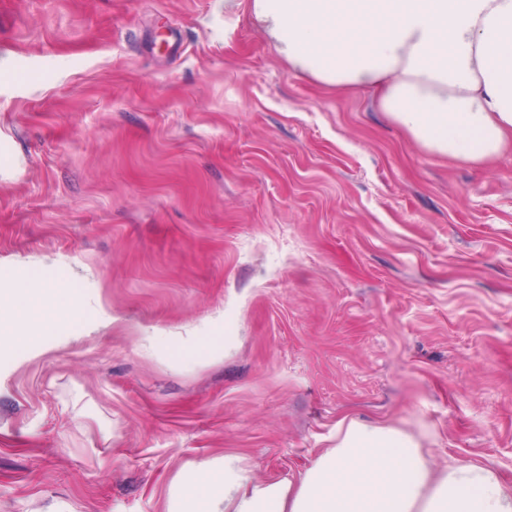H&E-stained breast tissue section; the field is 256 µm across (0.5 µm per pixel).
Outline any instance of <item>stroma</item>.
<instances>
[{"instance_id":"obj_1","label":"stroma","mask_w":512,"mask_h":512,"mask_svg":"<svg viewBox=\"0 0 512 512\" xmlns=\"http://www.w3.org/2000/svg\"><path fill=\"white\" fill-rule=\"evenodd\" d=\"M32 281L77 315L0 348V512L293 478L345 415L512 483V151L423 152L246 0H0V291Z\"/></svg>"}]
</instances>
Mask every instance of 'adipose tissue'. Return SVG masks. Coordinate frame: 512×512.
<instances>
[{
  "mask_svg": "<svg viewBox=\"0 0 512 512\" xmlns=\"http://www.w3.org/2000/svg\"><path fill=\"white\" fill-rule=\"evenodd\" d=\"M290 68L379 111L425 153L489 164L512 149V0H249ZM0 317V346L72 319L64 290L30 284ZM300 477L255 478L233 454L180 475L168 512H512L493 467L437 468L425 433L337 420Z\"/></svg>",
  "mask_w": 512,
  "mask_h": 512,
  "instance_id": "ef3b65f1",
  "label": "adipose tissue"
}]
</instances>
